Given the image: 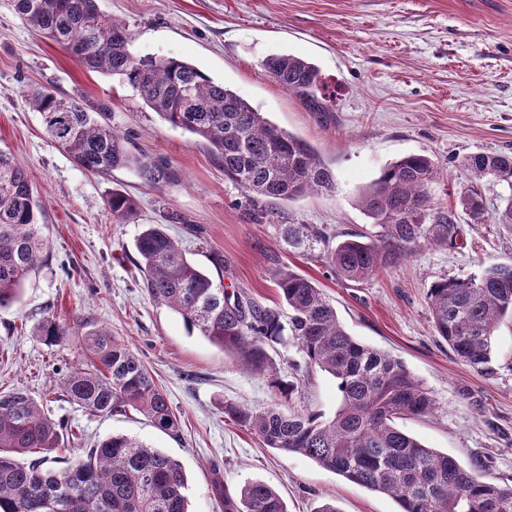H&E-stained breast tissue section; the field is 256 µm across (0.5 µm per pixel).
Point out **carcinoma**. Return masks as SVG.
Segmentation results:
<instances>
[{"mask_svg":"<svg viewBox=\"0 0 512 512\" xmlns=\"http://www.w3.org/2000/svg\"><path fill=\"white\" fill-rule=\"evenodd\" d=\"M15 13L32 29L69 51L81 47L79 64L116 76L135 88L143 102L174 128L203 140L224 166V177L244 192L256 224L269 220L268 203L292 201L335 187L333 172L306 142L271 123L236 92L177 57L138 59L130 34L103 15L96 0H12ZM271 77L297 96L310 112H328L326 85L318 67L300 57L273 55L263 61ZM41 114L47 134L82 168L107 174L136 167L158 189L177 180L169 164L133 154L127 138L99 121L111 106L89 109L81 101L47 90L26 92ZM478 179L509 190L500 197L497 224L512 226V155L472 153L462 159ZM443 168L426 154H409L386 166L360 193L357 203L379 239H346L331 246L325 230L283 224L288 251L313 254L339 279L362 282L402 253L422 244L453 243L458 224H483L486 207L479 189L456 201L433 200ZM113 218L136 214L134 200L121 192L108 201ZM44 212L30 173L0 150V307L19 298L23 279L49 252ZM150 298L179 313L246 369L268 376L271 387L292 396L295 384L273 372L267 346L289 336L305 369L317 368L336 382L341 405L325 419L316 413H288L262 406L224 403V416L282 453L300 454L351 483L394 498L400 512H512V484L490 479L488 465L462 467L454 458L424 446L399 429L396 420L432 414L436 401L404 363L361 343L340 324L336 309L315 282L274 259V280L288 321L243 292L229 294L224 283L195 266L163 224H149L135 241ZM428 306L437 336L467 365L489 369L494 332L512 320V264L491 265L481 275L444 279L430 286ZM42 319L32 335L48 346L81 336L86 367L75 366L60 381L70 401L91 415L145 414L158 430L178 435L180 421L165 390L125 342L105 327ZM61 422L45 413L26 390L0 391V512H188L186 479L170 456L126 435H113L88 448L63 470L46 466L65 442ZM224 512H287L282 497L262 482L224 493Z\"/></svg>","mask_w":512,"mask_h":512,"instance_id":"cac0c4a2","label":"carcinoma"}]
</instances>
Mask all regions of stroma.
<instances>
[{
	"mask_svg": "<svg viewBox=\"0 0 512 512\" xmlns=\"http://www.w3.org/2000/svg\"><path fill=\"white\" fill-rule=\"evenodd\" d=\"M125 24L138 58L180 57L247 100L279 128L309 143L336 177L334 190L273 204L270 223H252L241 189L224 177L208 145L172 127L127 83L85 70L59 45L24 25L11 0H0V149L27 169L45 213L51 250L23 282L18 301L0 308V390L19 387L49 415L77 426L81 445L58 452L71 465L85 448L113 434L137 438L177 460L189 512H224L213 487L238 491L266 483L288 512H399L391 497L351 483L312 460L263 447L226 418L224 401L308 409L333 416L336 381L310 372L292 399L266 376L242 370L180 314L153 302L134 240L147 224L166 225L187 256L210 268L223 255L226 277L260 304H279L271 273L281 259L312 279L358 341L400 359L431 392L434 415L400 420L426 447L462 465L491 458L496 482L512 484V322L494 338L491 373L460 361L432 326L430 286L512 264V230L459 224L454 243L401 256L363 282L341 280L320 262L286 251L282 224L324 228L331 242L378 237L357 207L360 191L387 165L409 154L432 156L448 178L434 190L446 203L479 184L487 213L502 188L476 181L461 166L478 152L512 154V0H97ZM315 63L333 97L326 115L308 111L264 69L270 55ZM108 102V122L134 152L168 161L176 182L156 190L133 168L97 175L78 166L44 132L25 101L29 88ZM130 196L138 214L116 221L113 193ZM105 327L142 358L165 388L181 421L179 436L159 431L142 413L92 416L60 390L67 367L81 361L79 337L50 347L32 336L44 317Z\"/></svg>",
	"mask_w": 512,
	"mask_h": 512,
	"instance_id": "obj_1",
	"label": "stroma"
}]
</instances>
